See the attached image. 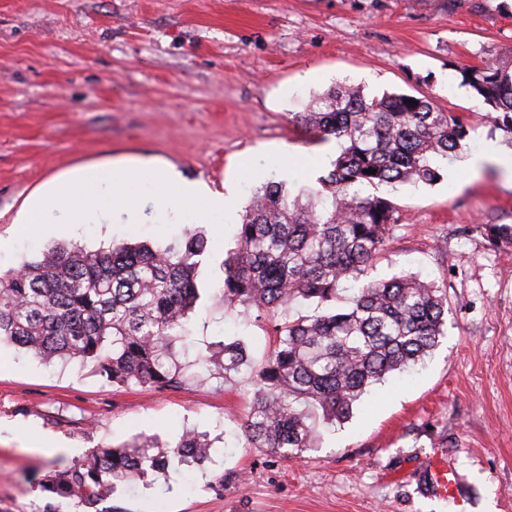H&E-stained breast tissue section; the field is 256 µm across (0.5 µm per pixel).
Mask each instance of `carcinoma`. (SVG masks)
Masks as SVG:
<instances>
[{"mask_svg": "<svg viewBox=\"0 0 512 512\" xmlns=\"http://www.w3.org/2000/svg\"><path fill=\"white\" fill-rule=\"evenodd\" d=\"M462 83L512 147V63L467 69ZM289 122L317 145L336 140L339 152L317 188L294 195L285 182L270 180L252 189L219 296L226 307L273 316V348L255 371L254 400L240 429L247 447L268 448L285 461L315 447L320 429L349 420L368 387L411 369L439 345L448 313L442 289L412 275L365 276L397 223L391 191L440 182L433 159L448 158L469 135L426 95L369 98L351 85L328 89ZM207 252L200 228L187 229L177 246L44 251L0 272V342L46 362L89 363L120 386L174 387L203 365L227 378L251 364L242 339L225 338L192 359L186 352ZM350 280L358 291L341 307ZM299 300L320 312L286 314ZM211 448L194 430L171 444L143 438L99 448L52 471L44 489L91 512L117 485L145 484L173 459L198 464Z\"/></svg>", "mask_w": 512, "mask_h": 512, "instance_id": "carcinoma-1", "label": "carcinoma"}]
</instances>
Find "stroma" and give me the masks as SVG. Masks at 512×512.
Wrapping results in <instances>:
<instances>
[{"label":"stroma","mask_w":512,"mask_h":512,"mask_svg":"<svg viewBox=\"0 0 512 512\" xmlns=\"http://www.w3.org/2000/svg\"><path fill=\"white\" fill-rule=\"evenodd\" d=\"M512 57V0H0V269L53 245H165L196 215L51 227L15 217L45 181L112 157L159 158L240 205L269 179L315 185L336 142L288 121L337 84L424 94L471 125L433 185H403L399 218L370 278L412 273L443 289L448 320L415 371L388 377L319 446L286 462L235 437L249 412L271 319L209 296L224 281L237 221L202 226L198 347L244 336L252 367L164 388L117 387L93 366L46 364L0 345V512H77L44 492L51 469L93 449L183 428L208 433L211 461L172 462L151 485H122L100 512H512V174L472 159L501 147L462 70ZM448 468L449 496L417 484Z\"/></svg>","instance_id":"1"}]
</instances>
